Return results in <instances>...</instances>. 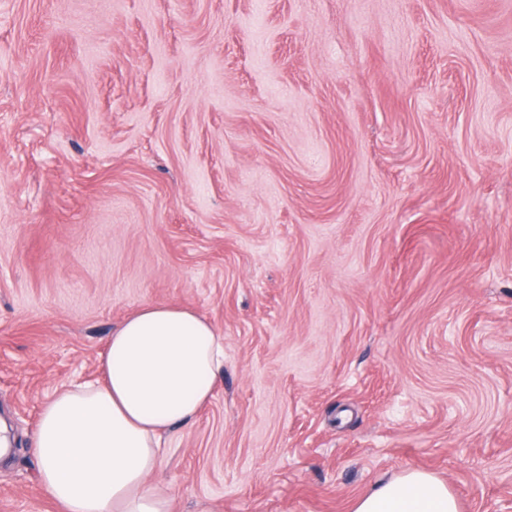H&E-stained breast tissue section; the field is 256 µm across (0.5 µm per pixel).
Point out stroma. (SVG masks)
Instances as JSON below:
<instances>
[{
	"label": "stroma",
	"mask_w": 512,
	"mask_h": 512,
	"mask_svg": "<svg viewBox=\"0 0 512 512\" xmlns=\"http://www.w3.org/2000/svg\"><path fill=\"white\" fill-rule=\"evenodd\" d=\"M224 338L172 512L512 497V0H0V512L141 305ZM456 494L437 475L407 469L378 481L355 503L353 512H459Z\"/></svg>",
	"instance_id": "35a3bbf8"
}]
</instances>
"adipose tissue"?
<instances>
[{"instance_id": "1", "label": "adipose tissue", "mask_w": 512, "mask_h": 512, "mask_svg": "<svg viewBox=\"0 0 512 512\" xmlns=\"http://www.w3.org/2000/svg\"><path fill=\"white\" fill-rule=\"evenodd\" d=\"M223 367L224 338L208 320L142 305L113 330L101 379L44 403L32 450L46 494L61 512H171V493L150 482L163 436L211 401ZM353 512H459V503L442 478L407 469L378 481Z\"/></svg>"}]
</instances>
